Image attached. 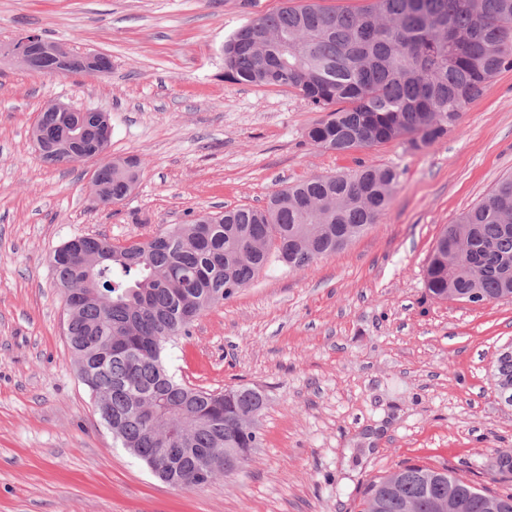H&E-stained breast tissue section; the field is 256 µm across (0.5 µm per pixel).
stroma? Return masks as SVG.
I'll use <instances>...</instances> for the list:
<instances>
[{
  "instance_id": "stroma-1",
  "label": "stroma",
  "mask_w": 512,
  "mask_h": 512,
  "mask_svg": "<svg viewBox=\"0 0 512 512\" xmlns=\"http://www.w3.org/2000/svg\"><path fill=\"white\" fill-rule=\"evenodd\" d=\"M283 4L0 0V42L36 32L112 61L102 76L46 74L0 54V512H359L369 483L412 464L512 492V473L491 462L512 448V405L493 381L512 345V299L471 306L425 287L448 224L512 173V69L433 146L320 150L306 132L323 114L296 91L224 78L225 41ZM57 101L106 113L107 157L140 159L123 203H94L98 159L40 160L31 130ZM362 162L399 173L376 224L309 268L270 267L168 347L176 380L255 387L267 406L261 447L233 473L195 489L163 482L102 423L78 378L54 251L261 207Z\"/></svg>"
}]
</instances>
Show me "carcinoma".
I'll use <instances>...</instances> for the list:
<instances>
[{"mask_svg": "<svg viewBox=\"0 0 512 512\" xmlns=\"http://www.w3.org/2000/svg\"><path fill=\"white\" fill-rule=\"evenodd\" d=\"M233 82L296 91L326 118L308 142L345 154L396 139L432 146L456 129L466 105L503 69L512 68V0H369L356 10L315 3L260 15L224 43ZM97 113L49 108L37 125L50 138L43 162L62 165L69 152L107 148L70 134L94 127ZM97 180L101 201L119 203L141 176L136 156L112 159ZM399 174L361 164L333 176L313 175L274 192L262 208L204 212L146 240L113 244L88 236L82 253L69 244L52 261L68 305L67 336L89 369L84 384L103 398V423L146 464L165 448H184L165 481L203 487L223 473L207 468L203 449L235 448L241 460L262 444L258 418L267 405L256 388L212 393L175 380L167 345L190 335L207 309L233 298L276 263L302 270L335 253L376 223L390 205ZM441 239L448 264L429 260L426 288L447 299L475 288L486 302L512 298V176L448 225ZM495 388L512 396V353L497 357ZM432 498L453 512H512V493L478 489L448 473L406 465L373 482L362 512H430Z\"/></svg>", "mask_w": 512, "mask_h": 512, "instance_id": "obj_1", "label": "carcinoma"}]
</instances>
